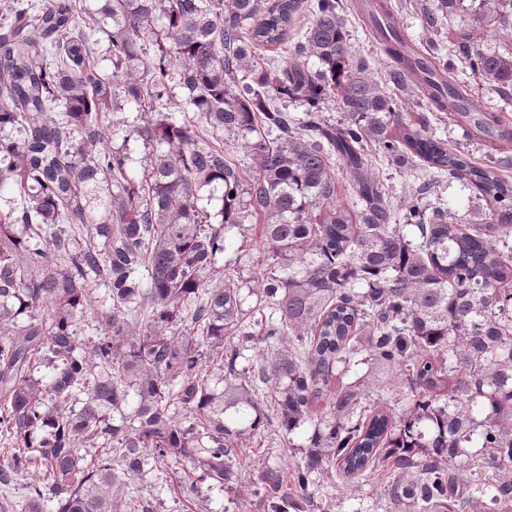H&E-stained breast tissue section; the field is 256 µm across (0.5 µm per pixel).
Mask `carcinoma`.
Masks as SVG:
<instances>
[{"mask_svg":"<svg viewBox=\"0 0 512 512\" xmlns=\"http://www.w3.org/2000/svg\"><path fill=\"white\" fill-rule=\"evenodd\" d=\"M417 6L436 31L457 0ZM492 11L509 25L512 0H480L471 29L422 50L390 0H369L383 85L340 0H100L90 13L80 0L8 2L0 485L26 478L24 512H149L113 489L151 463L181 467L193 493L229 490L246 440L279 434L293 448L300 429V459L253 469L264 512H332L336 489L380 472L394 512L512 501V157L479 163L431 131L450 107L486 143L512 141V122L472 111L456 79L467 68L512 88V52L473 33ZM84 12L94 26H80ZM392 86L421 111H400ZM109 101L140 112L126 130L148 149L137 177L106 139ZM329 101L342 121L324 115ZM375 150L475 189L488 211L462 223L425 182L390 195ZM203 189L221 201L216 224L197 206ZM247 224L263 256L244 292L241 255L218 261ZM95 281L112 311L84 340Z\"/></svg>","mask_w":512,"mask_h":512,"instance_id":"cac0c4a2","label":"carcinoma"}]
</instances>
